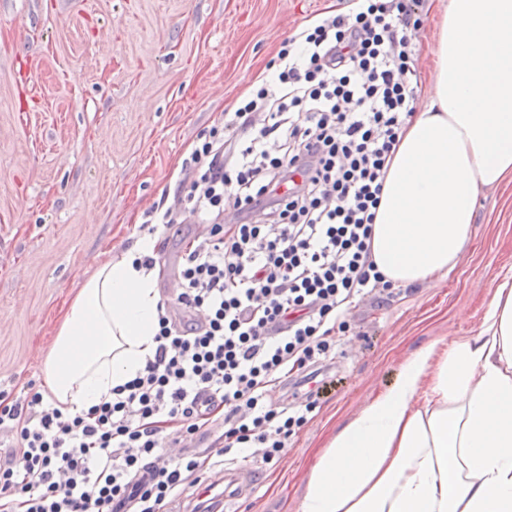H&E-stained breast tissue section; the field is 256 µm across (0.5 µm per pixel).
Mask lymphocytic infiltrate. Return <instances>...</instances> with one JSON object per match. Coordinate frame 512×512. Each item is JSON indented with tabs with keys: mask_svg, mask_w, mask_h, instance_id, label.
I'll use <instances>...</instances> for the list:
<instances>
[{
	"mask_svg": "<svg viewBox=\"0 0 512 512\" xmlns=\"http://www.w3.org/2000/svg\"><path fill=\"white\" fill-rule=\"evenodd\" d=\"M277 54L275 80L225 113L185 161L184 212L210 227L189 244L174 302L159 304L156 351L111 401L64 414L39 395L0 400L16 435L0 493L22 512H163L198 470L164 459L161 429L196 434L224 413L223 457L258 448L272 462L313 409L318 364L345 313L388 289L371 258L387 161L416 106L411 30L421 0H348ZM245 213L224 225L225 205ZM179 306L188 321L173 319ZM292 381L305 405L278 408Z\"/></svg>",
	"mask_w": 512,
	"mask_h": 512,
	"instance_id": "obj_1",
	"label": "lymphocytic infiltrate"
}]
</instances>
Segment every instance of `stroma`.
<instances>
[{
    "mask_svg": "<svg viewBox=\"0 0 512 512\" xmlns=\"http://www.w3.org/2000/svg\"><path fill=\"white\" fill-rule=\"evenodd\" d=\"M437 0L414 36L429 79ZM341 0H0V393H42L43 361L69 299L105 250L158 255L174 299L186 244L205 224L148 234L158 205L181 207L184 159L263 79L284 41ZM512 274V180L481 199L450 270L352 307L325 386L278 460L230 455L189 481L170 512H206L207 484L238 477L236 512H299L336 431L398 377L406 356L480 329Z\"/></svg>",
    "mask_w": 512,
    "mask_h": 512,
    "instance_id": "1",
    "label": "stroma"
}]
</instances>
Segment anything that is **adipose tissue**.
<instances>
[{"mask_svg":"<svg viewBox=\"0 0 512 512\" xmlns=\"http://www.w3.org/2000/svg\"><path fill=\"white\" fill-rule=\"evenodd\" d=\"M425 102L393 151L372 259L413 286L464 253L485 191L512 178V0H448ZM135 245L98 261L44 362L45 395L69 415L143 371L158 327L156 267ZM300 512H512V282L476 336L409 354L318 458Z\"/></svg>","mask_w":512,"mask_h":512,"instance_id":"obj_1","label":"adipose tissue"}]
</instances>
